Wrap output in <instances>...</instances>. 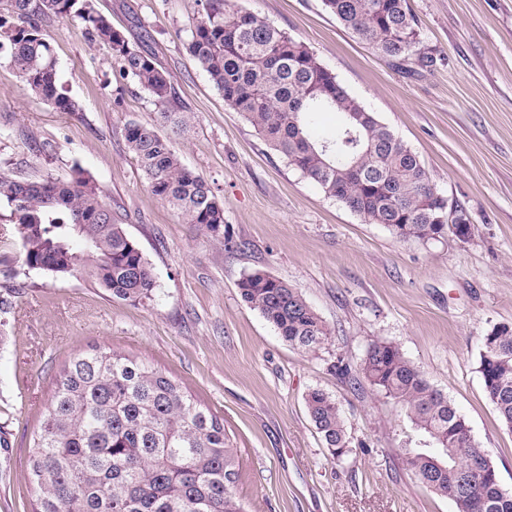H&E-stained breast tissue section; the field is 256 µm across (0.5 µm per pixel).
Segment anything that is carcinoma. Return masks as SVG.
<instances>
[{
  "instance_id": "obj_1",
  "label": "carcinoma",
  "mask_w": 512,
  "mask_h": 512,
  "mask_svg": "<svg viewBox=\"0 0 512 512\" xmlns=\"http://www.w3.org/2000/svg\"><path fill=\"white\" fill-rule=\"evenodd\" d=\"M326 9L387 61L431 67L408 0H323ZM188 29L191 60L209 76L224 103L241 114L288 165L321 186L368 224L402 238L438 241L471 234L448 216L418 156L337 81L303 42L235 0H201ZM78 20L107 44L112 67L133 79L165 120L185 121L171 75L155 56L99 14L93 0H0V60L58 112L78 104L57 82L43 19ZM316 112H338L334 136L315 139ZM125 141L151 191L186 224L210 232L224 225V207L211 185L188 170L169 138L136 121ZM10 211L24 264L51 277L81 276L110 297L141 303L156 288L153 270L83 173L67 181L19 179L0 173V208ZM242 299L289 345L315 353L328 329L298 289L264 271L245 275ZM395 401L427 448H410L407 464L456 512H512L490 451L473 441L466 419L398 344L376 341L354 367ZM479 373L488 400L512 430V326L480 338ZM311 420L332 459L352 449L336 400L321 389L306 396ZM39 512H244L235 487L238 462L224 420L148 362L106 347L73 356L57 372L50 405L28 456Z\"/></svg>"
}]
</instances>
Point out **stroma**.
<instances>
[{
    "instance_id": "obj_1",
    "label": "stroma",
    "mask_w": 512,
    "mask_h": 512,
    "mask_svg": "<svg viewBox=\"0 0 512 512\" xmlns=\"http://www.w3.org/2000/svg\"><path fill=\"white\" fill-rule=\"evenodd\" d=\"M305 43L339 83L420 159L437 191L463 206L467 240L402 239L366 223L275 154L224 103L187 49L198 0H96L172 76L190 117L178 134L109 47L82 24L43 28L59 84L78 114L55 111L0 60V172L69 179L81 168L152 265L142 304L79 277L27 270L0 210V512H36L27 456L75 354L105 346L176 378L224 421L245 512H455L402 451L414 430L400 407L338 377L375 341L397 343L465 416L512 492V431L477 371L481 336L512 325V0H409L432 68L395 66L359 42L322 0H236ZM134 120L170 137L181 162L224 205L222 235L183 223L155 196L126 145ZM265 271L297 288L329 335L314 354L285 343L237 284ZM338 402L352 452L334 462L305 404Z\"/></svg>"
}]
</instances>
